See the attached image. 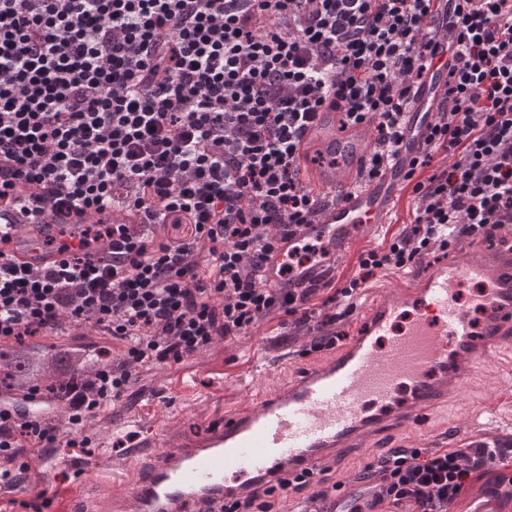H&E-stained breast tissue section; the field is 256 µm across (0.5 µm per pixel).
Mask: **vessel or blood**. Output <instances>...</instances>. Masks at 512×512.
<instances>
[{"mask_svg":"<svg viewBox=\"0 0 512 512\" xmlns=\"http://www.w3.org/2000/svg\"><path fill=\"white\" fill-rule=\"evenodd\" d=\"M447 80L448 43L442 39L405 114L397 156L368 182L362 178L371 152L366 138L339 129L336 112H320L302 138L303 180L313 193L335 194L336 201L314 223L279 240L263 270L265 287L327 282L358 233L387 222ZM16 239L18 255L59 262L58 253L45 250L38 228ZM307 240L319 242L324 256L288 267L289 252ZM467 281L486 287L475 300L483 313L479 323L458 299ZM408 308L416 315L397 330ZM505 355H512V249L476 253L459 242L451 259L429 267L411 287L374 295L341 342L292 355L299 371L288 384L259 386L246 408L226 412L203 434L178 436L175 447H159L153 438L135 441L127 451L128 488L113 499V512H202L207 503L233 502L287 475L318 480L322 462L418 425L446 405L449 393L467 388L476 373ZM12 402L45 419L62 405L43 392L16 395ZM353 495V486H344L314 502L290 503L288 512H332Z\"/></svg>","mask_w":512,"mask_h":512,"instance_id":"b4317fda","label":"vessel or blood"}]
</instances>
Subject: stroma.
Listing matches in <instances>:
<instances>
[{
	"label": "stroma",
	"instance_id": "1",
	"mask_svg": "<svg viewBox=\"0 0 512 512\" xmlns=\"http://www.w3.org/2000/svg\"><path fill=\"white\" fill-rule=\"evenodd\" d=\"M413 204L409 193H402L392 221L365 229L357 235L336 267L337 282H344L355 270L357 254L376 245L383 235L400 230L412 220ZM278 316H270L245 336L216 341L210 347L181 363H165L138 370L123 404L100 414L86 430L90 437L87 454L70 457V469L51 471L46 465L48 451L25 448L20 460L26 469L20 474L16 490L0 491V512H24L23 503L33 500L52 506L62 500L73 481V468L89 471L82 500L89 512H104L114 493L125 491L126 425L133 424L142 436L164 437L173 433H199L211 419L226 411L247 406L260 383L287 384L296 367L279 363L282 353L306 350L317 340V333H282ZM512 386V363L494 365L480 372L469 387L451 394L447 406L407 431H395L373 447L347 459L331 462L330 481L356 485L365 490L368 482L364 467L383 448L403 444L427 448L444 435L469 431L473 419L494 421L499 429L512 431V407L499 406L498 394ZM500 467H488L485 478L467 488L451 512H470L477 500L496 497L502 512H512V486L499 484Z\"/></svg>",
	"mask_w": 512,
	"mask_h": 512
}]
</instances>
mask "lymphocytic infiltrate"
Instances as JSON below:
<instances>
[{
    "label": "lymphocytic infiltrate",
    "instance_id": "f902f5d3",
    "mask_svg": "<svg viewBox=\"0 0 512 512\" xmlns=\"http://www.w3.org/2000/svg\"><path fill=\"white\" fill-rule=\"evenodd\" d=\"M452 59L444 104L408 175L414 219L358 257L342 288L263 287L279 233L324 207L300 142L325 102L376 135L366 176L399 151L401 123L436 38ZM450 165L431 170L435 154ZM86 222L47 237L58 265L8 253L45 210ZM113 209L145 223L106 222ZM0 340L94 328L118 365L70 380L78 431L121 402L137 368L251 332L323 340L377 275L512 224V0H0ZM56 424L0 410V480L17 448L50 447ZM511 448H396L348 512H448ZM301 478L206 512H283Z\"/></svg>",
    "mask_w": 512,
    "mask_h": 512
}]
</instances>
